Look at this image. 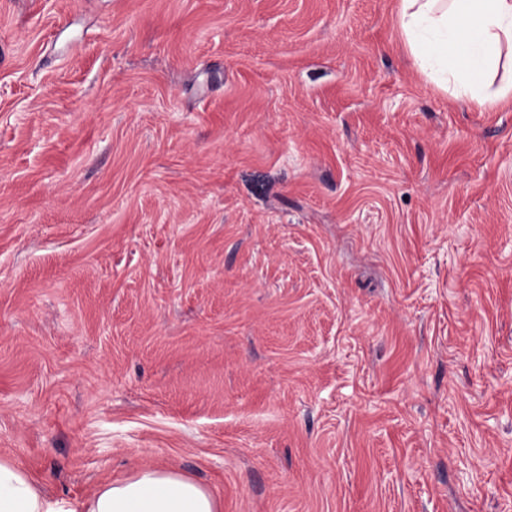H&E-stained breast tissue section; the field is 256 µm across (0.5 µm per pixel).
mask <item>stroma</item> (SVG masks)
Returning <instances> with one entry per match:
<instances>
[{"instance_id": "1", "label": "stroma", "mask_w": 512, "mask_h": 512, "mask_svg": "<svg viewBox=\"0 0 512 512\" xmlns=\"http://www.w3.org/2000/svg\"><path fill=\"white\" fill-rule=\"evenodd\" d=\"M398 0H0V458L78 503L512 512V95ZM79 510V511H78ZM0 512H219L203 486L179 473L147 467L100 485L76 506L48 499L20 467L0 459Z\"/></svg>"}]
</instances>
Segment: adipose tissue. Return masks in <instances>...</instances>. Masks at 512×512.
Instances as JSON below:
<instances>
[{
  "label": "adipose tissue",
  "mask_w": 512,
  "mask_h": 512,
  "mask_svg": "<svg viewBox=\"0 0 512 512\" xmlns=\"http://www.w3.org/2000/svg\"><path fill=\"white\" fill-rule=\"evenodd\" d=\"M398 25L421 73L478 104L512 94V0H400ZM0 512H218L215 498L181 474L147 467L100 485L71 505L48 499L0 459Z\"/></svg>",
  "instance_id": "ef3b65f1"
}]
</instances>
